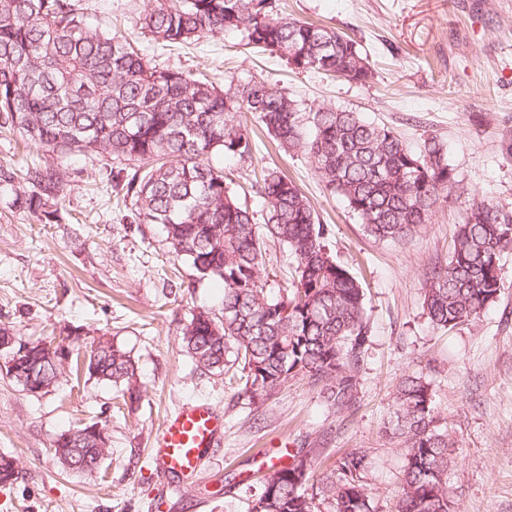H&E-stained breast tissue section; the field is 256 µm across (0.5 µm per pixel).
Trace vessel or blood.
Listing matches in <instances>:
<instances>
[{
	"label": "vessel or blood",
	"mask_w": 512,
	"mask_h": 512,
	"mask_svg": "<svg viewBox=\"0 0 512 512\" xmlns=\"http://www.w3.org/2000/svg\"><path fill=\"white\" fill-rule=\"evenodd\" d=\"M224 436V416L206 402L181 406L153 443V461L163 475L187 478L198 471L209 448Z\"/></svg>",
	"instance_id": "obj_1"
}]
</instances>
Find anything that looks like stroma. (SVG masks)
Here are the masks:
<instances>
[{
    "label": "stroma",
    "mask_w": 512,
    "mask_h": 512,
    "mask_svg": "<svg viewBox=\"0 0 512 512\" xmlns=\"http://www.w3.org/2000/svg\"><path fill=\"white\" fill-rule=\"evenodd\" d=\"M153 5L78 2L92 27L140 39L161 66L207 75L223 89L260 78L303 109L350 110L392 127L415 151L436 138L455 184L412 238L380 242L324 188L304 155L279 151L263 129L251 156H213L259 225L263 170L279 167L325 225L336 261L363 285L368 350L356 402L339 413L306 379L252 402L197 368L182 329L194 309L218 307L219 282L174 262L161 225L134 223L132 202L107 198L110 169L99 159L29 150L0 134V164L37 158L68 173L51 224L20 206L25 185L0 186V326L51 342L110 339L129 352L139 389L126 402L111 385L67 373L55 390L31 396L0 372V453L16 458L19 470L0 487V512H250L261 471L289 464L300 448L319 453L321 474L344 454L366 451L377 512H392L405 456L384 425L395 385L412 373L429 382L454 443L449 479L463 512H512V253L502 259L501 294L479 320L448 331L423 309L425 275L446 263L473 202L512 208V0H273L278 14L351 36L374 71L363 84L291 69L245 46L236 30L161 49L140 29ZM192 401L223 412L224 443L180 483L155 469L148 449L167 414ZM90 422L104 425L112 444L92 478L64 471L50 451L58 434Z\"/></svg>",
    "instance_id": "stroma-1"
}]
</instances>
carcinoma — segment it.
<instances>
[{"label": "carcinoma", "mask_w": 512, "mask_h": 512, "mask_svg": "<svg viewBox=\"0 0 512 512\" xmlns=\"http://www.w3.org/2000/svg\"><path fill=\"white\" fill-rule=\"evenodd\" d=\"M242 31L247 44L295 70L365 82L372 75L357 44L323 25L273 13L271 0H157L141 18L143 34L165 47ZM255 119L284 151L304 154L324 187L339 195L375 239L405 241L430 223L455 181L435 138L411 150L386 125L359 112L320 107L307 112L288 93L260 79L226 90L212 81L151 62L133 37L90 28L74 0H0V133H16L48 151L104 154L125 165L113 188L134 201V222L160 224L169 253L202 279L224 288L218 308H199L182 329L196 365L213 375L235 369L237 395L269 396L302 377L322 386L336 411L351 408L368 341L362 283L338 264L308 199L276 167L263 175L267 222H253L213 155H251ZM65 170L39 160L0 165V185L31 188L22 204L55 219L48 203L67 185ZM294 258L293 288L273 296L262 276L265 239ZM512 250V208L475 202L458 225L444 265L425 277L423 306L437 327L451 330L480 318L502 286L501 257ZM96 373L136 389L128 352L109 339L90 345ZM33 386L45 395L63 369L32 363ZM393 435L406 464L395 512H460L448 472L455 464L448 430L440 427L430 384L419 375L393 393ZM54 457L66 470L93 474L111 448L75 436ZM271 466L251 512H372L364 451L342 456L317 486L313 456L300 450ZM15 458L0 454V485L16 480Z\"/></svg>", "instance_id": "cac0c4a2"}]
</instances>
